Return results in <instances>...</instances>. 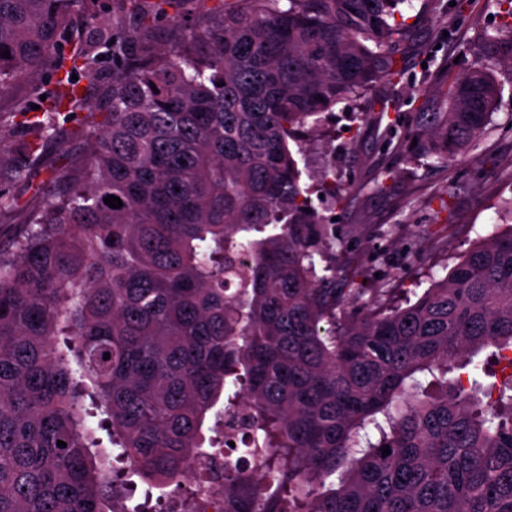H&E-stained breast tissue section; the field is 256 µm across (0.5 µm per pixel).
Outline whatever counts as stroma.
<instances>
[{"mask_svg": "<svg viewBox=\"0 0 512 512\" xmlns=\"http://www.w3.org/2000/svg\"><path fill=\"white\" fill-rule=\"evenodd\" d=\"M449 2L411 0L406 9L415 31L400 50L404 74L380 85L398 124L445 104L454 78L475 63L467 46L496 34L502 22L494 0H467L461 13ZM498 79L501 99L487 131L451 165L424 160L381 181L380 172L397 164L394 147L384 145L372 122L349 131L350 109L342 104L318 131L305 132L307 150L298 158L305 182L335 169L350 185L340 206L320 201L316 208L345 242L338 266L353 274L356 287L412 297L445 276L477 236L505 223L499 203L512 198V77Z\"/></svg>", "mask_w": 512, "mask_h": 512, "instance_id": "obj_1", "label": "stroma"}]
</instances>
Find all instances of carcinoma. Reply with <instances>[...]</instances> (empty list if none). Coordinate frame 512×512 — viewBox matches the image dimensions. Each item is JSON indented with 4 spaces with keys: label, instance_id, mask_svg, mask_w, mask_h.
<instances>
[{
    "label": "carcinoma",
    "instance_id": "1",
    "mask_svg": "<svg viewBox=\"0 0 512 512\" xmlns=\"http://www.w3.org/2000/svg\"><path fill=\"white\" fill-rule=\"evenodd\" d=\"M123 2L111 32L78 23L97 0H0V92L56 75L40 108L0 112V212H24L0 244V512H114L135 475L153 483L128 512H146L240 407L255 469L224 460L232 512H512V373L485 387L474 361L512 352V224L389 306L336 287L344 242L311 195L337 204L344 183L306 187L296 159L302 128L401 78L408 0H219L192 22L197 0ZM496 5L506 31L482 42L512 72ZM102 48L96 105L71 75ZM500 96L485 64L455 78L445 111L411 113L401 161L456 160ZM77 110L99 117L81 162L46 169ZM44 170L40 201L11 194ZM97 427L121 467L97 462Z\"/></svg>",
    "mask_w": 512,
    "mask_h": 512
}]
</instances>
